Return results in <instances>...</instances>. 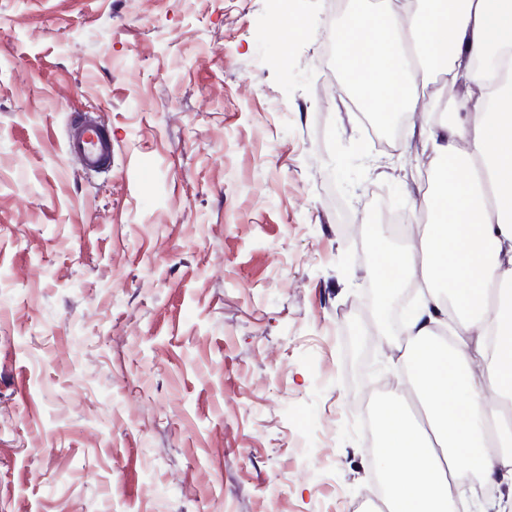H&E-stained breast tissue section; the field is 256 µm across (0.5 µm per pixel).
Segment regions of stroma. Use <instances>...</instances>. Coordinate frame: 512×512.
Returning a JSON list of instances; mask_svg holds the SVG:
<instances>
[{
  "label": "stroma",
  "instance_id": "35a3bbf8",
  "mask_svg": "<svg viewBox=\"0 0 512 512\" xmlns=\"http://www.w3.org/2000/svg\"><path fill=\"white\" fill-rule=\"evenodd\" d=\"M304 17L286 41L271 18ZM327 0H0V512H374L358 319L429 159L328 82ZM97 114L112 164L67 155ZM369 261H356L358 252Z\"/></svg>",
  "mask_w": 512,
  "mask_h": 512
}]
</instances>
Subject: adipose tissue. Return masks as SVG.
I'll return each instance as SVG.
<instances>
[{
	"label": "adipose tissue",
	"mask_w": 512,
	"mask_h": 512,
	"mask_svg": "<svg viewBox=\"0 0 512 512\" xmlns=\"http://www.w3.org/2000/svg\"><path fill=\"white\" fill-rule=\"evenodd\" d=\"M367 56L341 27L336 68L376 111H415L427 69L458 90L423 145L441 187L424 192L433 220L412 244L382 251L383 300L405 278L427 294L393 339L426 422L402 395L378 413L387 512H459L479 490L512 483V0H383Z\"/></svg>",
	"instance_id": "adipose-tissue-1"
}]
</instances>
